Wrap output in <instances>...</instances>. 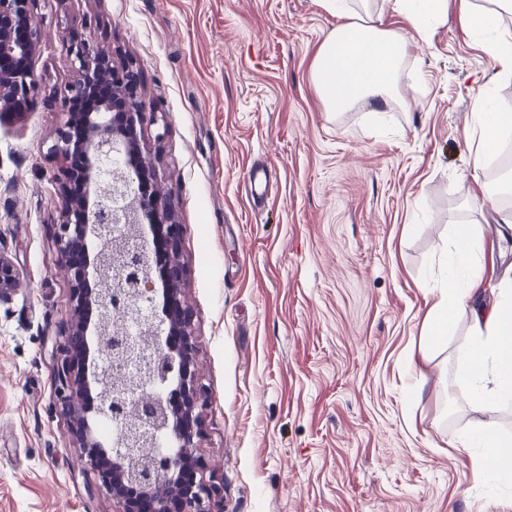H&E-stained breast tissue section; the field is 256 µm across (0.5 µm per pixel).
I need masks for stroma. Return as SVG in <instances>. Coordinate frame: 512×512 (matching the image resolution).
<instances>
[{"mask_svg": "<svg viewBox=\"0 0 512 512\" xmlns=\"http://www.w3.org/2000/svg\"><path fill=\"white\" fill-rule=\"evenodd\" d=\"M407 54L387 106L328 111L311 68L335 16L321 0H38L33 105L0 117V253L20 283L0 301V512H115L74 465L53 400L51 350L74 316L58 272L59 90L78 71L74 22L139 75L140 142L182 228L195 358L210 404L193 453L223 464L224 512H512V486L476 478L463 434L475 410L455 380L465 329L432 349L429 290L448 227L485 238V303L512 239L471 199L512 194L474 169L479 97L512 113V75L465 37L456 4L418 31L372 0ZM270 175L253 201L251 164Z\"/></svg>", "mask_w": 512, "mask_h": 512, "instance_id": "stroma-1", "label": "stroma"}]
</instances>
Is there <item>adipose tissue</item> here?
I'll return each instance as SVG.
<instances>
[{"instance_id":"ef3b65f1","label":"adipose tissue","mask_w":512,"mask_h":512,"mask_svg":"<svg viewBox=\"0 0 512 512\" xmlns=\"http://www.w3.org/2000/svg\"><path fill=\"white\" fill-rule=\"evenodd\" d=\"M360 2L357 10L350 0H322L338 23L317 53L312 79L333 112L359 99L388 103L406 55L404 39L383 27L380 17L368 10L369 0ZM460 22L466 35L481 37L489 58L512 72V39L500 34L498 14L476 10L470 0H461ZM471 135L477 140L473 167L478 170L501 137L512 135V113L474 112ZM448 241L454 262L427 313V342L434 345L455 335L456 312L467 311V340L459 354L456 379L467 388L474 405L488 407L512 399V276L500 281L501 302L483 305L481 237L467 225L454 224L448 229ZM460 446L484 449V456L474 460L475 469L488 479L512 482V434L486 425L465 436Z\"/></svg>"}]
</instances>
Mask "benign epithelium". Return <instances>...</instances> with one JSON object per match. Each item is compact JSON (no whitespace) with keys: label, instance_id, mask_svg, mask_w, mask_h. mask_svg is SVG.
Returning <instances> with one entry per match:
<instances>
[{"label":"benign epithelium","instance_id":"benign-epithelium-1","mask_svg":"<svg viewBox=\"0 0 512 512\" xmlns=\"http://www.w3.org/2000/svg\"><path fill=\"white\" fill-rule=\"evenodd\" d=\"M36 0H0V115L23 99L34 102L38 84L32 58L44 30L34 21ZM70 51L78 78L60 90L65 120L47 155L61 160L54 179L63 219L55 225L59 261L71 286L75 321L55 354L54 393L74 438V463L91 470L112 494L116 512H222L221 489L210 467L191 448L208 395L194 360L191 316L180 301L186 270L180 261V225L173 204L139 184L151 161L139 149L146 112L137 96L138 73L100 99L92 112L67 109L94 94L109 60L72 26ZM79 151L83 194L68 192L67 158ZM128 157L121 166H106ZM126 225L124 245H112V225ZM166 257L152 262L150 238ZM20 273L0 253V300L17 287ZM123 320L135 333L110 332ZM134 422L112 435L106 419Z\"/></svg>","mask_w":512,"mask_h":512}]
</instances>
